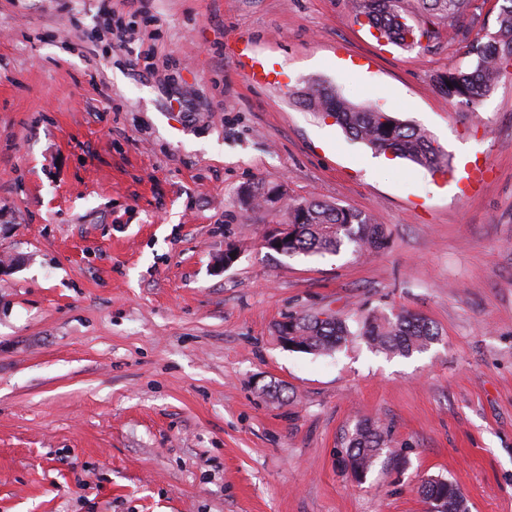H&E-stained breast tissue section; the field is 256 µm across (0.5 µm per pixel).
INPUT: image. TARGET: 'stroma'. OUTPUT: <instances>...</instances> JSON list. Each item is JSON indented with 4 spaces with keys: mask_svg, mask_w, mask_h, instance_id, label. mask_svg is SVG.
<instances>
[{
    "mask_svg": "<svg viewBox=\"0 0 512 512\" xmlns=\"http://www.w3.org/2000/svg\"><path fill=\"white\" fill-rule=\"evenodd\" d=\"M111 6L0 0V512H427L430 476L512 512V74L475 108L435 87L494 32L491 0L412 50L351 0ZM237 39L286 84L244 76ZM315 79L425 130L455 181L300 106ZM277 184L372 214L385 246L268 250L279 210L238 192ZM401 310L437 328L426 352L276 333ZM365 418L398 460L358 484L341 456Z\"/></svg>",
    "mask_w": 512,
    "mask_h": 512,
    "instance_id": "obj_1",
    "label": "stroma"
}]
</instances>
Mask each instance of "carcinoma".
Masks as SVG:
<instances>
[{"mask_svg": "<svg viewBox=\"0 0 512 512\" xmlns=\"http://www.w3.org/2000/svg\"><path fill=\"white\" fill-rule=\"evenodd\" d=\"M416 2L419 10L438 25L457 17L467 0ZM352 10L356 17H365L381 37L396 45L412 48L429 36V31L407 22V0H353ZM496 22L497 28L487 41L471 46L473 65H459L437 75L436 87L449 101L477 106L512 67V0H504ZM300 99L308 110L334 118L348 136L376 153L390 152L432 174L450 167L448 154L425 131L378 107L353 104L330 85L312 81L300 92ZM278 190V186L263 191L245 187L240 191L241 205L246 211L272 206L274 202L266 194ZM283 223L293 225L288 251L284 253L288 258L337 254L344 246L363 255L378 251L386 241L384 226L376 223L372 215L320 200L288 204ZM288 322V342L294 351L313 355L330 354L356 335L385 354L409 357L426 351L438 336L428 319L406 311L389 316L364 315L357 320L355 332L351 331L348 318L337 313L323 319L291 315ZM344 448L343 462L364 479L397 457L390 448L387 429L371 419L356 423L344 438ZM419 493L427 503L432 499L442 502L443 512H469L461 489L447 478L424 480Z\"/></svg>", "mask_w": 512, "mask_h": 512, "instance_id": "1", "label": "carcinoma"}]
</instances>
